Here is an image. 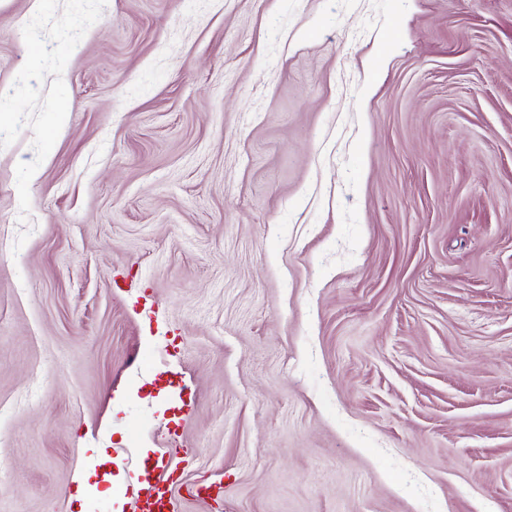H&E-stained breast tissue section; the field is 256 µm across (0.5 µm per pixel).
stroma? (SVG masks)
Here are the masks:
<instances>
[{"label":"stroma","instance_id":"stroma-1","mask_svg":"<svg viewBox=\"0 0 512 512\" xmlns=\"http://www.w3.org/2000/svg\"><path fill=\"white\" fill-rule=\"evenodd\" d=\"M98 448L512 512V0H0V512H133Z\"/></svg>","mask_w":512,"mask_h":512}]
</instances>
